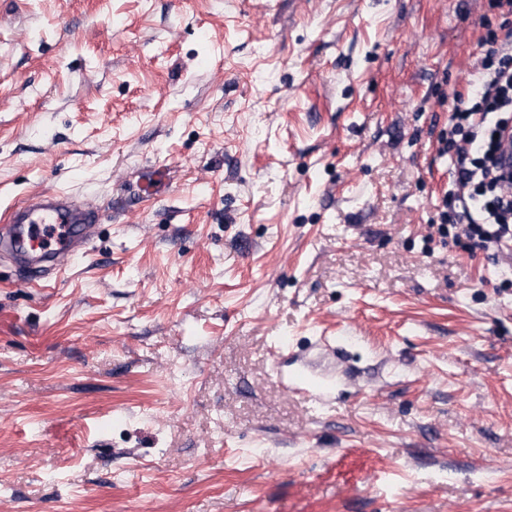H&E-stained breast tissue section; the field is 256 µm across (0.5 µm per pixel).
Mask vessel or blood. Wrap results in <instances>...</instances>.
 <instances>
[{
	"label": "vessel or blood",
	"mask_w": 512,
	"mask_h": 512,
	"mask_svg": "<svg viewBox=\"0 0 512 512\" xmlns=\"http://www.w3.org/2000/svg\"><path fill=\"white\" fill-rule=\"evenodd\" d=\"M99 213L68 194L47 190L9 210L0 225V253L25 269L32 280L42 281L44 272L64 273L72 259L89 244ZM294 390L326 405L332 386L308 373L297 375Z\"/></svg>",
	"instance_id": "b4317fda"
}]
</instances>
